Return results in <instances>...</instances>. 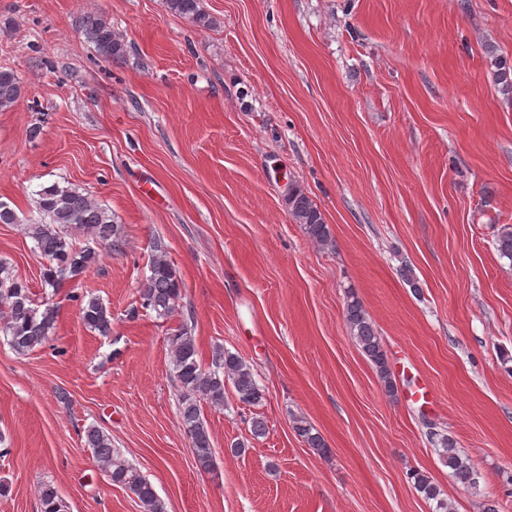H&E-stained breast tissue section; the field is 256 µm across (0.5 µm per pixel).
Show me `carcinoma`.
<instances>
[{
	"instance_id": "carcinoma-1",
	"label": "carcinoma",
	"mask_w": 512,
	"mask_h": 512,
	"mask_svg": "<svg viewBox=\"0 0 512 512\" xmlns=\"http://www.w3.org/2000/svg\"><path fill=\"white\" fill-rule=\"evenodd\" d=\"M170 13L199 28H209L213 19L207 14L201 0H164ZM77 31L92 44L97 54L108 63H122L129 54V46L112 23L102 15L88 14L80 18ZM496 85L506 99L512 100V62L498 55L494 59ZM22 97V86L17 74L0 68V111L15 107ZM37 219L22 221L16 212L0 201V224H18L23 234L34 241L35 250L43 259V283L60 288L75 281L97 267L98 248L122 250L125 244L123 225L112 218L85 189L69 183H52L37 191L35 200ZM288 215L293 223L314 243L332 244L331 227L309 196L295 183L288 184L286 194ZM80 228L89 243L81 246L69 240V228ZM495 247L502 259L512 262V226H504L497 234ZM141 307L167 319L179 308L182 299L179 277L167 252L159 243L153 244L149 273L138 288ZM79 317L87 329L100 336L112 335V312L96 296L75 295ZM344 322L349 336L373 365L386 392L393 396L396 385L392 379L387 351L371 317L355 295L347 297ZM56 307L48 302L37 304L28 285L13 274L8 262L0 259V332L7 337L12 350L25 356L46 343L54 329ZM175 387L178 393L179 414L185 433L191 441L196 464L200 470H214V451L210 432L202 416L201 403L212 407L224 406L226 387L232 386L238 402L256 407L265 395L257 384L250 365L238 354L221 346L214 349L211 368L202 366L198 358L196 338L192 327L184 323L168 337ZM292 428L309 448L326 454L328 447L323 437L301 415L291 416ZM428 437L438 447L439 459L447 467L457 484L464 488L477 483L478 474L468 456L457 448L445 433L430 430ZM86 444L92 450L97 467L114 485L129 490L138 500L142 512H166L151 482L112 447V438L97 427L86 431ZM413 487L430 501H437L435 512H454L453 505L441 497L442 491L429 473L415 470L410 473ZM41 512H62L63 503L56 489L45 484L39 491Z\"/></svg>"
}]
</instances>
